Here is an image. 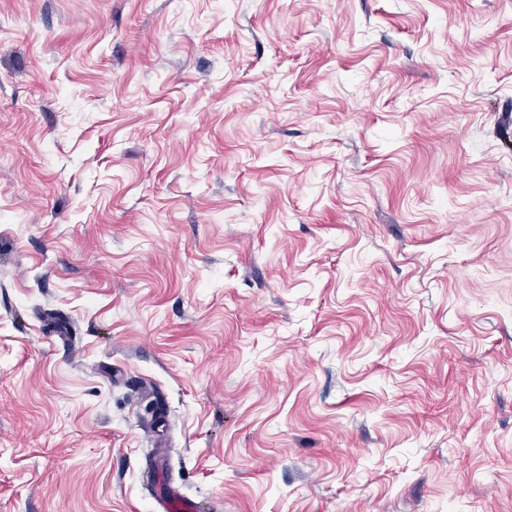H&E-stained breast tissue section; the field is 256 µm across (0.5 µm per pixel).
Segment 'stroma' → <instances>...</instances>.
I'll use <instances>...</instances> for the list:
<instances>
[{"mask_svg": "<svg viewBox=\"0 0 512 512\" xmlns=\"http://www.w3.org/2000/svg\"><path fill=\"white\" fill-rule=\"evenodd\" d=\"M512 512V0H0V512ZM155 512H200L197 501L177 492H170L156 499Z\"/></svg>", "mask_w": 512, "mask_h": 512, "instance_id": "obj_1", "label": "stroma"}]
</instances>
